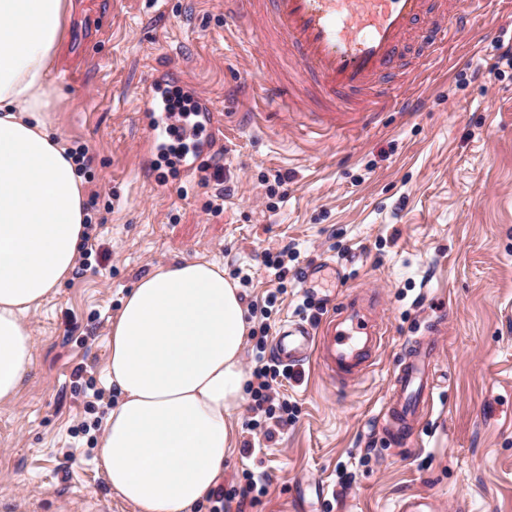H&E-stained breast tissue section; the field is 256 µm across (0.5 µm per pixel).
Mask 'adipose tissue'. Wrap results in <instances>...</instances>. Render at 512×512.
I'll list each match as a JSON object with an SVG mask.
<instances>
[{
  "mask_svg": "<svg viewBox=\"0 0 512 512\" xmlns=\"http://www.w3.org/2000/svg\"><path fill=\"white\" fill-rule=\"evenodd\" d=\"M70 0H0V405L33 365L30 315L73 268L83 176L50 113ZM248 321L213 260L158 267L125 295L104 378L119 398L95 458L135 512H193L224 478L244 400Z\"/></svg>",
  "mask_w": 512,
  "mask_h": 512,
  "instance_id": "1",
  "label": "adipose tissue"
}]
</instances>
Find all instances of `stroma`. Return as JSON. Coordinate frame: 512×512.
I'll list each match as a JSON object with an SVG mask.
<instances>
[{"label": "stroma", "instance_id": "stroma-1", "mask_svg": "<svg viewBox=\"0 0 512 512\" xmlns=\"http://www.w3.org/2000/svg\"><path fill=\"white\" fill-rule=\"evenodd\" d=\"M53 113L84 148L85 209L96 247L32 318L33 367L0 407V512H135L94 458L112 319L154 269L207 257L237 283L250 316L243 351L274 342L292 316L324 318L349 294L380 296L388 324L370 374L339 386L314 362L280 391L296 404L272 439L250 431L253 396L231 419L224 512H394L412 495L438 512H512V0H494L411 91L367 131L305 129L264 90L258 32L224 20V0H72ZM171 74L220 113L228 134L192 173L150 162L137 96ZM287 177L282 193L268 177ZM228 189L224 209L209 204ZM288 248L285 281L266 249ZM334 263L335 282L304 288L296 271ZM276 295L267 304L268 295ZM444 318L432 415L418 447L386 441L379 413L395 357L418 324ZM264 477L247 492L245 470Z\"/></svg>", "mask_w": 512, "mask_h": 512}]
</instances>
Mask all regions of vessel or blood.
<instances>
[{
	"label": "vessel or blood",
	"instance_id": "obj_1",
	"mask_svg": "<svg viewBox=\"0 0 512 512\" xmlns=\"http://www.w3.org/2000/svg\"><path fill=\"white\" fill-rule=\"evenodd\" d=\"M481 0H224L234 24L254 26L269 6L271 29L291 70L268 68L266 91L289 111L304 114L320 129L372 126L386 108L385 97L402 75L404 54L417 45L419 62L443 52L469 32L470 15ZM177 88V81H169ZM164 85L148 82L138 100L144 129L154 143L176 139L179 128L159 117ZM378 301L351 295L339 302L323 324L302 319L283 322L272 348L282 365L314 361L332 378H365L387 333L375 314ZM440 321L427 320L395 363L390 391L379 422L388 438L402 442L434 407V354Z\"/></svg>",
	"mask_w": 512,
	"mask_h": 512
}]
</instances>
